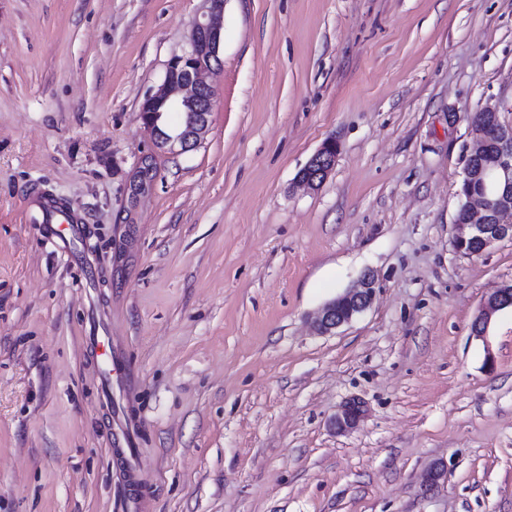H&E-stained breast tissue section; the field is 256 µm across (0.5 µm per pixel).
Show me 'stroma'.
I'll return each mask as SVG.
<instances>
[{
    "label": "stroma",
    "instance_id": "1",
    "mask_svg": "<svg viewBox=\"0 0 512 512\" xmlns=\"http://www.w3.org/2000/svg\"><path fill=\"white\" fill-rule=\"evenodd\" d=\"M204 8L0 0V512H512V312L471 331L512 239L453 248L471 118L512 123V0H224L208 132L131 206ZM32 188L79 216L70 254ZM367 271L370 308L310 332ZM339 148L334 140L325 141L320 149L298 172L297 181L309 188H318L331 172ZM89 339L103 360L102 384L104 387L110 388L112 386V372L117 374V372L121 371V368L118 365H113L112 348L109 347L108 340L97 335H91ZM363 405L358 400H350L343 404L334 418L337 430L345 431L354 428L363 417Z\"/></svg>",
    "mask_w": 512,
    "mask_h": 512
}]
</instances>
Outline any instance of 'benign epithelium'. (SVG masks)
<instances>
[{"instance_id":"1","label":"benign epithelium","mask_w":512,"mask_h":512,"mask_svg":"<svg viewBox=\"0 0 512 512\" xmlns=\"http://www.w3.org/2000/svg\"><path fill=\"white\" fill-rule=\"evenodd\" d=\"M205 2L206 10L191 24L188 50L168 61L162 84L149 92L141 104L140 116L150 136L151 149L140 158L129 177L127 191L132 207L154 186L155 154L189 152L200 144L208 130L215 93L203 74L221 63L220 18L224 14V0ZM172 110L183 114V122L170 130L163 115ZM482 112L483 122L472 126L474 144L469 156L484 157L483 165L476 171L464 167L458 213L466 215L467 222L454 221L458 228L454 250L466 256H480L494 243L512 239V125L501 122L495 106L486 105ZM338 151L336 141H325L298 172L297 181L309 188L320 187L331 172ZM374 293L375 278L366 272L345 294L325 304L313 317V331L318 335L334 333L367 310ZM509 308L512 309V284H502L488 296L472 322L473 335L486 336L493 315ZM363 413L362 403L350 400L339 408L334 425L340 431L352 429Z\"/></svg>"}]
</instances>
